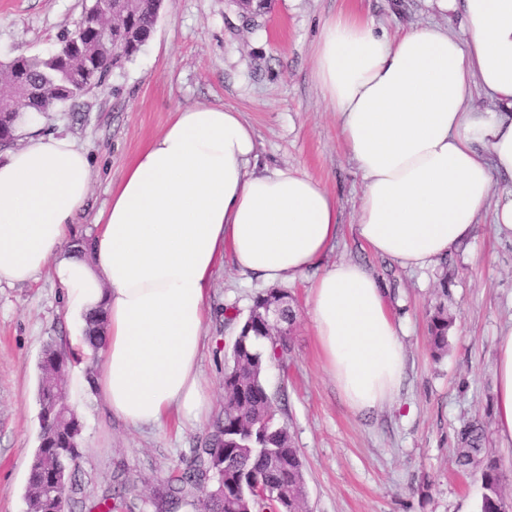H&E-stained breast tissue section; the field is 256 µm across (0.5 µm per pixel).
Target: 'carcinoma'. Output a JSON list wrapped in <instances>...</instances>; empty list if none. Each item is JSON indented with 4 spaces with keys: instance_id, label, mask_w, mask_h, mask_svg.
I'll use <instances>...</instances> for the list:
<instances>
[{
    "instance_id": "obj_1",
    "label": "carcinoma",
    "mask_w": 512,
    "mask_h": 512,
    "mask_svg": "<svg viewBox=\"0 0 512 512\" xmlns=\"http://www.w3.org/2000/svg\"><path fill=\"white\" fill-rule=\"evenodd\" d=\"M92 10L101 17L97 26L81 22L59 48L42 56L19 54L0 66V92L6 99L29 95L21 112H49L75 106L77 100L102 85L111 71L132 60L145 45L156 24L160 3L144 0L120 22L133 37L114 55L111 0H95ZM20 112L0 120V147L17 139ZM286 298L284 314L293 323L296 311L288 294L271 289L253 300L233 342L231 364L224 369V418L208 443L181 469L175 484L152 502L160 512L184 506L191 512H266L278 507L304 512V465L288 429L276 421L273 399L264 380L268 364L288 352V337L265 322L258 309L271 298ZM455 318L440 301L430 318L433 356L448 347V331ZM104 312L86 318L84 341L93 354L105 344ZM71 357L50 342L39 361L40 442L29 468L28 512H52L57 498L72 480L79 457L81 424L65 402L64 375ZM484 432L477 423L461 430L456 464L467 470L483 466L485 493L480 512H504L505 494L497 465L484 462Z\"/></svg>"
}]
</instances>
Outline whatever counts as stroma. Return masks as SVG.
<instances>
[{
    "label": "stroma",
    "mask_w": 512,
    "mask_h": 512,
    "mask_svg": "<svg viewBox=\"0 0 512 512\" xmlns=\"http://www.w3.org/2000/svg\"><path fill=\"white\" fill-rule=\"evenodd\" d=\"M91 2L0 0V61L54 50ZM351 8L391 35L425 23L466 31L461 16L438 12L432 0H270L249 25L233 0H163L142 51L75 109L42 115L39 130L68 136L88 153L91 191L74 226L75 237L86 238L127 163L174 112L199 105L242 112L255 129L261 163L304 171L335 196L344 230L327 262L368 267L386 288L401 327L404 371L396 401L354 412L323 369L308 315V282L280 285L297 318L290 353L268 366L265 379L280 407L277 420L304 462L309 512H478L481 473L455 464L464 423L483 422L487 456L512 495V447L502 446L495 422L497 337L512 325V240L485 223L447 257L411 270L354 236L350 226L363 182L313 70L324 20ZM267 289L229 257L214 275L202 357L213 415L224 412V364L235 335L226 315L246 317ZM441 299L456 321L447 354L436 359L429 314ZM74 334L50 272L0 287V512H27L29 462L40 433V355L46 343L66 346ZM67 404L80 421L81 442L66 512H99V503L120 488L136 503L135 512H154L150 498L213 431L209 423L133 429L105 415L89 388L68 391Z\"/></svg>",
    "instance_id": "1"
}]
</instances>
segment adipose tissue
Wrapping results in <instances>:
<instances>
[{"mask_svg": "<svg viewBox=\"0 0 512 512\" xmlns=\"http://www.w3.org/2000/svg\"><path fill=\"white\" fill-rule=\"evenodd\" d=\"M435 3L462 11L465 36L427 24L391 39L373 19L339 13L315 49L316 81L364 182L353 232L410 268L469 238L489 202L497 233L512 237V193L491 196L495 177H512V0ZM477 89L490 102L482 111L471 106ZM35 122L24 114L20 146L0 154V285L47 268L77 324L105 311L92 386L110 414L132 428L207 422L204 328L228 254L268 284L321 266L309 315L328 375L353 411L395 401L403 353L382 286L361 264L325 263L341 233L335 198L305 172L259 167L241 112H176L128 162L82 259L65 245L88 199L90 161ZM495 375L498 434L512 445V328Z\"/></svg>", "mask_w": 512, "mask_h": 512, "instance_id": "1", "label": "adipose tissue"}]
</instances>
